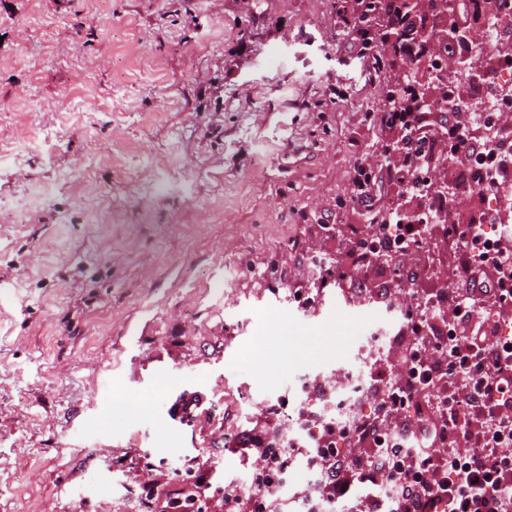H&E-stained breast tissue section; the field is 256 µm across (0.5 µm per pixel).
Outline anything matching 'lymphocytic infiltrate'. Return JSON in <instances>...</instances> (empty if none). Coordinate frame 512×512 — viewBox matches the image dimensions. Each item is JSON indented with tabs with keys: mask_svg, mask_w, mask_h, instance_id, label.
<instances>
[{
	"mask_svg": "<svg viewBox=\"0 0 512 512\" xmlns=\"http://www.w3.org/2000/svg\"><path fill=\"white\" fill-rule=\"evenodd\" d=\"M430 199L435 223L457 244V281L438 308L418 305L406 313L407 355L428 349L432 364L446 363L449 379L464 381L457 398L440 397L431 425L433 435L455 434L457 445L442 457L381 445L385 431L410 434L416 390L431 385L430 371H423L417 384H405L404 395L384 392L359 429L358 452H340L335 426L321 427L315 477L296 496L317 499L323 512H376L384 502L389 512H512V239L500 237L494 255H487L481 239L454 223L453 204L436 192ZM437 318L448 321L450 336L433 330ZM280 430L278 415L265 407L250 429L226 435L224 446L254 455L277 474L291 464ZM367 483L385 489L359 495ZM147 487L137 512H282L289 496L270 481L245 491L230 481L212 482L198 464L176 491L156 479Z\"/></svg>",
	"mask_w": 512,
	"mask_h": 512,
	"instance_id": "obj_1",
	"label": "lymphocytic infiltrate"
}]
</instances>
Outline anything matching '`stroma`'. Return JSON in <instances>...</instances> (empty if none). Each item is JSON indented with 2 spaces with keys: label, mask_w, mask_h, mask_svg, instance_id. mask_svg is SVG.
I'll return each instance as SVG.
<instances>
[{
  "label": "stroma",
  "mask_w": 512,
  "mask_h": 512,
  "mask_svg": "<svg viewBox=\"0 0 512 512\" xmlns=\"http://www.w3.org/2000/svg\"><path fill=\"white\" fill-rule=\"evenodd\" d=\"M356 5L0 0V512H130L191 459L244 478L238 408L365 357L394 274L347 247L352 177L399 132L363 120L396 73ZM296 240L360 302L298 312Z\"/></svg>",
  "instance_id": "stroma-1"
}]
</instances>
